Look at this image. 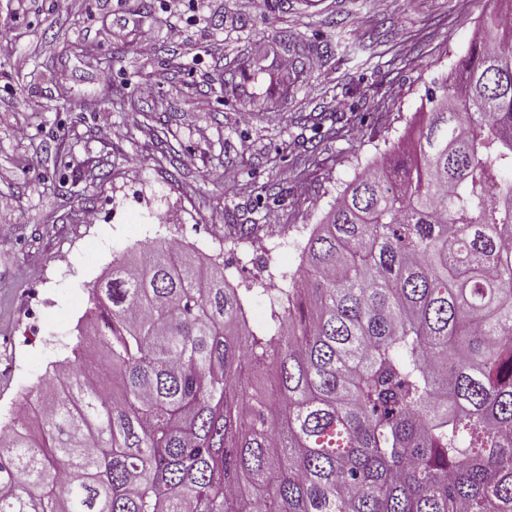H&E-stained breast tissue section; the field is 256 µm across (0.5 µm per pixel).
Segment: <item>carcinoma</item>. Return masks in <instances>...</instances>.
<instances>
[{
  "label": "carcinoma",
  "mask_w": 512,
  "mask_h": 512,
  "mask_svg": "<svg viewBox=\"0 0 512 512\" xmlns=\"http://www.w3.org/2000/svg\"><path fill=\"white\" fill-rule=\"evenodd\" d=\"M293 52L291 70L267 64ZM307 73L293 38L227 72ZM310 234L266 332L169 243L91 288L104 332L0 438V512H512V27L487 16L455 80ZM307 120L340 137L333 115ZM271 378L275 398L252 379Z\"/></svg>",
  "instance_id": "obj_1"
}]
</instances>
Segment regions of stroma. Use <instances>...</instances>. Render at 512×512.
<instances>
[{"mask_svg": "<svg viewBox=\"0 0 512 512\" xmlns=\"http://www.w3.org/2000/svg\"><path fill=\"white\" fill-rule=\"evenodd\" d=\"M495 8L197 0L176 15L165 0H80L60 16L53 0H0V426L72 358L89 288L127 252L178 240L222 261L231 284L260 270L287 284L315 225L403 135ZM173 24L187 31L182 46L166 38ZM285 34L314 48L301 87L279 111L244 109L225 71L249 44ZM108 83L124 105L102 98ZM312 112L345 119L342 137L316 135ZM104 126L120 137L100 140Z\"/></svg>", "mask_w": 512, "mask_h": 512, "instance_id": "1", "label": "stroma"}]
</instances>
